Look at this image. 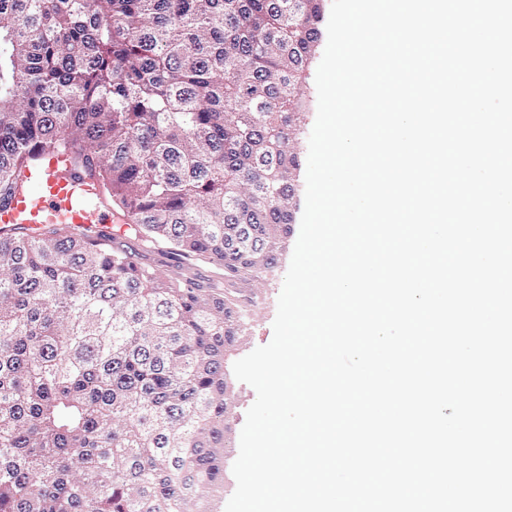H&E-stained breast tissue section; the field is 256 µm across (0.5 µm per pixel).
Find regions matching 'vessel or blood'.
<instances>
[{
  "label": "vessel or blood",
  "instance_id": "b4317fda",
  "mask_svg": "<svg viewBox=\"0 0 512 512\" xmlns=\"http://www.w3.org/2000/svg\"><path fill=\"white\" fill-rule=\"evenodd\" d=\"M63 225L95 250L127 241L135 227L131 210L113 206L105 187L70 153L38 148L16 175L8 200H0V241L36 240Z\"/></svg>",
  "mask_w": 512,
  "mask_h": 512
}]
</instances>
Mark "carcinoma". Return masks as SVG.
<instances>
[{
    "instance_id": "1",
    "label": "carcinoma",
    "mask_w": 512,
    "mask_h": 512,
    "mask_svg": "<svg viewBox=\"0 0 512 512\" xmlns=\"http://www.w3.org/2000/svg\"><path fill=\"white\" fill-rule=\"evenodd\" d=\"M323 0H0V196L88 164L188 288L56 228L0 242V512H206L227 364L295 222Z\"/></svg>"
}]
</instances>
